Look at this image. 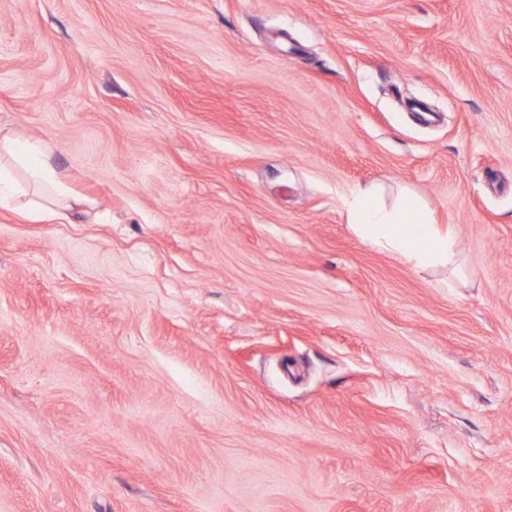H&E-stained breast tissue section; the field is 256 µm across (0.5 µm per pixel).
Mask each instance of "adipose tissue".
Returning a JSON list of instances; mask_svg holds the SVG:
<instances>
[{
    "mask_svg": "<svg viewBox=\"0 0 512 512\" xmlns=\"http://www.w3.org/2000/svg\"><path fill=\"white\" fill-rule=\"evenodd\" d=\"M80 203L40 143L0 136V207L42 219L65 215ZM348 221L363 241L399 253L415 267L447 265L454 260L447 231L414 197L405 196L389 205L383 201L382 186L358 189Z\"/></svg>",
    "mask_w": 512,
    "mask_h": 512,
    "instance_id": "1",
    "label": "adipose tissue"
}]
</instances>
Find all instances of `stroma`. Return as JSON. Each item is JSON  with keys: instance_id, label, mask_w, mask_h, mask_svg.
Returning a JSON list of instances; mask_svg holds the SVG:
<instances>
[{"instance_id": "1", "label": "stroma", "mask_w": 512, "mask_h": 512, "mask_svg": "<svg viewBox=\"0 0 512 512\" xmlns=\"http://www.w3.org/2000/svg\"><path fill=\"white\" fill-rule=\"evenodd\" d=\"M1 133L0 512H512V0H0ZM24 173V187L13 176ZM25 197L19 205L20 198ZM83 201L74 194L52 165L50 156L38 142L0 136V207L18 210L32 219L65 215ZM348 223L371 246L401 254L417 268L447 265L454 260V245L433 216L412 196L388 206L383 187L360 188L349 206Z\"/></svg>"}]
</instances>
